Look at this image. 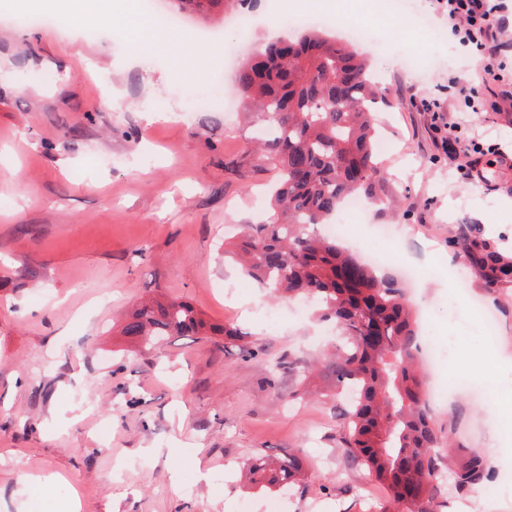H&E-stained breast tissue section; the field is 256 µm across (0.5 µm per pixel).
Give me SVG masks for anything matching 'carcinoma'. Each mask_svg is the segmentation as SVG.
Segmentation results:
<instances>
[{"label":"carcinoma","mask_w":512,"mask_h":512,"mask_svg":"<svg viewBox=\"0 0 512 512\" xmlns=\"http://www.w3.org/2000/svg\"><path fill=\"white\" fill-rule=\"evenodd\" d=\"M236 91L269 131L257 138L277 180L265 219L249 224L225 253L273 299H307L336 331L335 351L316 364L336 387L355 391L344 412L342 443L405 512H445L449 474L456 493L491 479L473 455L451 467V440L433 422L417 368L420 350L413 307L395 277L364 265L314 233L352 195L375 199L385 181L375 148V112L386 101L367 63L348 45L309 29L255 49L240 64ZM450 246L492 293L512 291V254L478 224H467ZM222 335L239 352L243 334L209 323L189 303L152 301L131 312L122 334L146 348L168 336ZM303 462L288 452L253 456L244 478L266 488L298 483Z\"/></svg>","instance_id":"cac0c4a2"}]
</instances>
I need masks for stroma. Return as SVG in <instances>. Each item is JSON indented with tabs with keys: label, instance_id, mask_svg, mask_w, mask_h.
Returning a JSON list of instances; mask_svg holds the SVG:
<instances>
[{
	"label": "stroma",
	"instance_id": "35a3bbf8",
	"mask_svg": "<svg viewBox=\"0 0 512 512\" xmlns=\"http://www.w3.org/2000/svg\"><path fill=\"white\" fill-rule=\"evenodd\" d=\"M0 0V512H30L25 489L57 476L49 512L79 495V512H369L365 489L386 495L341 445L336 388L302 378L333 333L313 312L274 300L224 258V239L259 223L275 177L245 111L198 110L234 91L235 66L186 40L197 77L157 59H130L116 27L72 40L52 12ZM268 0L231 13L250 20L248 47L275 36ZM425 40L376 29L356 44L385 91L378 114L387 179L364 217L346 221L350 248L391 225L422 270L408 297L423 334L451 338L442 379L472 387L434 409L457 450L492 468L493 498L449 494L448 512H512V293H488L453 262L464 224L492 227L512 247V101L482 83L470 49L448 32L436 0ZM228 13V14H231ZM226 13L190 14L201 31L232 35ZM468 81L467 108L450 88ZM112 92L119 108L99 107ZM439 102L426 112L422 101ZM164 117L155 120L157 103ZM480 144L485 183L461 170L448 133ZM465 287L494 318L496 337L466 316ZM179 299L212 324L238 327L255 357L220 336H172L143 348L122 336L127 313ZM493 359L481 370L477 353ZM293 362L267 384L276 361ZM301 449L300 485L240 483L255 454Z\"/></svg>",
	"mask_w": 512,
	"mask_h": 512
}]
</instances>
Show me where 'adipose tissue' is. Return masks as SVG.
<instances>
[{"label": "adipose tissue", "instance_id": "adipose-tissue-1", "mask_svg": "<svg viewBox=\"0 0 512 512\" xmlns=\"http://www.w3.org/2000/svg\"><path fill=\"white\" fill-rule=\"evenodd\" d=\"M53 9L61 26L76 39L92 30L112 28L115 23L119 22L105 14L95 0H58ZM119 23H122L127 30V41L132 49L143 51L147 49L148 45H157L168 53L175 68H184L183 45L179 37L163 30L158 20L147 19L132 13Z\"/></svg>", "mask_w": 512, "mask_h": 512}]
</instances>
